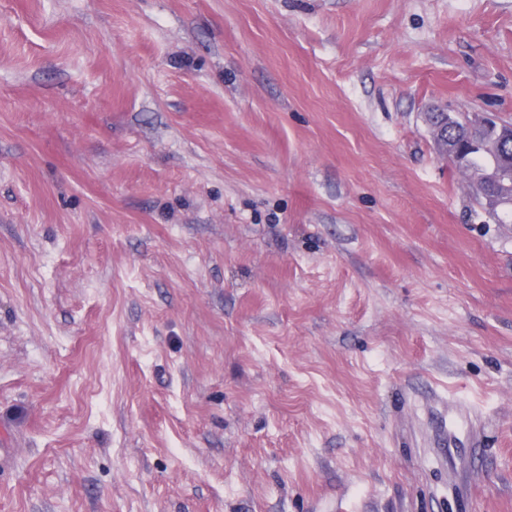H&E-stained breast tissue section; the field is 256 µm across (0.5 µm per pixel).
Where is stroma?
<instances>
[{
	"label": "stroma",
	"instance_id": "stroma-1",
	"mask_svg": "<svg viewBox=\"0 0 512 512\" xmlns=\"http://www.w3.org/2000/svg\"><path fill=\"white\" fill-rule=\"evenodd\" d=\"M512 0H0V512H512ZM460 121L471 125L479 130L480 136L474 143L463 145L455 138L448 136V113L436 112L431 115L430 123L433 128L434 141L440 152L448 157L452 163L464 169L460 164L468 154L479 149L481 153L487 156L485 166L482 168L483 179L480 183L477 179L481 171V164L478 160H473L465 168L471 175L475 190L479 193V199L484 209L494 217L504 218L506 215H512V125L498 123L490 117H484L479 114L471 116L458 117ZM492 138L496 141L497 149L493 152H487L485 141ZM506 144L509 145L506 147Z\"/></svg>",
	"mask_w": 512,
	"mask_h": 512
}]
</instances>
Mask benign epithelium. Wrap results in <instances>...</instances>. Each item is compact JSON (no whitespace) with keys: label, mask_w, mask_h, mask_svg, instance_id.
Instances as JSON below:
<instances>
[{"label":"benign epithelium","mask_w":512,"mask_h":512,"mask_svg":"<svg viewBox=\"0 0 512 512\" xmlns=\"http://www.w3.org/2000/svg\"><path fill=\"white\" fill-rule=\"evenodd\" d=\"M460 121L479 130L474 143L463 145L448 136V113L431 115L434 141L440 152L452 162H460L478 149L486 155L482 168V190L479 196L484 209L491 215H512V125L501 124L479 114L462 116Z\"/></svg>","instance_id":"obj_1"}]
</instances>
